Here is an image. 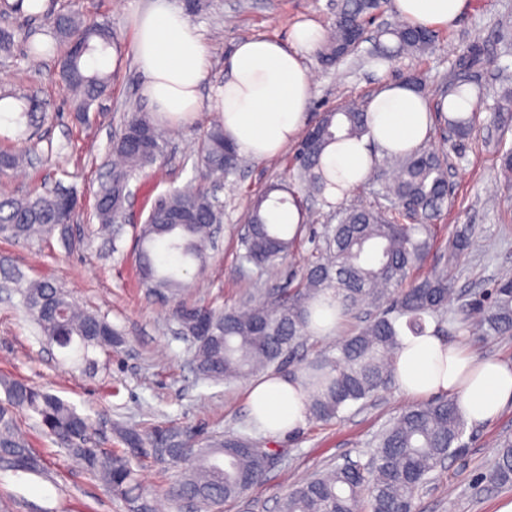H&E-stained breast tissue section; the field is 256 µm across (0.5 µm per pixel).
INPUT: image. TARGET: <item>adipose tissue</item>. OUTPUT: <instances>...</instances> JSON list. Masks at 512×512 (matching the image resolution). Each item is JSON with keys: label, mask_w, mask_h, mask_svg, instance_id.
Segmentation results:
<instances>
[{"label": "adipose tissue", "mask_w": 512, "mask_h": 512, "mask_svg": "<svg viewBox=\"0 0 512 512\" xmlns=\"http://www.w3.org/2000/svg\"><path fill=\"white\" fill-rule=\"evenodd\" d=\"M469 0H394L406 22L427 28L454 26ZM134 50L145 92L158 112L182 122L202 106L201 84L208 56L199 28L169 0L133 16ZM321 26L305 21L292 26L289 43L271 38L238 42L211 88L210 99L224 118V132L241 153L256 159L278 154L300 131L311 96V76L302 51L319 45ZM369 134L330 145L322 165L333 180L328 199L341 197L370 173V144L407 152L423 142L432 122L428 103L409 86L388 81L368 102ZM396 384L406 397L454 395L469 422L482 423L512 402V364L477 360L448 343L434 325L416 335L402 331L395 357ZM250 414L267 434L281 437L304 425L308 396L300 382L267 375L248 387Z\"/></svg>", "instance_id": "obj_1"}]
</instances>
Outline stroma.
Masks as SVG:
<instances>
[{
	"label": "stroma",
	"instance_id": "35a3bbf8",
	"mask_svg": "<svg viewBox=\"0 0 512 512\" xmlns=\"http://www.w3.org/2000/svg\"><path fill=\"white\" fill-rule=\"evenodd\" d=\"M49 2L55 9H75L85 18L107 24L122 55L108 92L91 106L92 119L87 124L77 119L61 85L57 54L42 57L37 67L30 65L22 45L10 56L0 55V92L37 96L46 113L25 139H17L12 129L0 133V150L27 148L33 159L24 171L0 175V193L21 196L60 185L76 190L85 204L71 226L72 248H65L54 236L29 242L0 236V377L43 387L89 415L94 422L90 444L95 448L117 447L113 432L117 422L146 429L175 424L200 441L228 434L261 436L246 403L249 379L230 385L199 381L191 346L178 335L171 317L170 297L150 293L139 283L135 268L140 225L159 194L194 177L195 153L215 112L206 102L190 119L169 127L166 151L153 173L131 184L135 201L120 238L113 243L97 235V223L90 219L88 208L108 170L112 142L127 113L153 110L143 93L130 21L133 10L147 9L152 0ZM339 2L210 0L209 8L190 13L208 52L202 94H209L223 77L224 63L237 42L252 37L284 42L294 23L309 19L329 26ZM476 47L481 55L474 73L484 95L474 133L451 142L444 122L436 117L424 141L425 147L446 154L452 177L448 206L432 228L434 245L423 272L443 267L446 247L456 234L466 232L477 241L455 265L448 300L452 320L495 280L512 276V185L501 179L498 157L501 145H512V126L504 130L489 121L502 87H512V0H471L456 27L439 30L434 47L423 55L382 64L372 56L373 44L368 41L333 66L322 65L314 50L303 59L313 81L306 110L312 122L319 112L350 101H368L382 81H401L409 75L424 84L428 103L436 104L458 60ZM292 154L288 147L272 158L246 159L225 180L218 191L224 222L206 270L188 272L189 301L227 307L262 301L287 288L292 277L301 273L315 248L313 231L337 221L314 196L307 197L305 208L315 220L305 226L292 256L263 271L240 264L236 256L239 227L251 201L283 175ZM17 270L26 278L48 280L67 289L82 308L105 315L122 331V346L97 352L94 369H68L60 351L40 340L36 326L26 317L20 288L11 279ZM447 338L474 357L512 363V336L482 337L452 330ZM411 404L392 386L364 405L345 409L331 422L309 419L292 434L268 438L267 446L278 453V461L261 486L225 503L223 512H280L289 489L314 473L349 460L368 459L379 431ZM18 424L44 473L38 476L0 466V507L6 512H126L123 502L111 498L96 478L75 466L39 430L33 415H20ZM508 437L512 438V403L493 420L469 425L464 450L449 458L419 490L417 512H497L502 502L511 501L512 489L478 479L498 443Z\"/></svg>",
	"mask_w": 512,
	"mask_h": 512
}]
</instances>
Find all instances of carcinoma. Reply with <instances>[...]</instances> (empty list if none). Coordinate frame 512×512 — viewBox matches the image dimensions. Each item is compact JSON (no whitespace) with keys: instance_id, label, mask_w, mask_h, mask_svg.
<instances>
[{"instance_id":"cac0c4a2","label":"carcinoma","mask_w":512,"mask_h":512,"mask_svg":"<svg viewBox=\"0 0 512 512\" xmlns=\"http://www.w3.org/2000/svg\"><path fill=\"white\" fill-rule=\"evenodd\" d=\"M384 0H343L336 19L318 51L321 61L334 65L365 41V21L381 11ZM43 25L64 46L58 74L75 110L86 112L111 86L113 73L89 70L87 62L115 46L104 23L88 21L75 10L41 16ZM433 30L410 26L385 27L375 38V56L389 63L402 54L424 53L435 43ZM22 40L18 29L0 27V53H9ZM477 55L458 62V73L448 85L455 102H470L468 87ZM41 111L33 98L11 119L27 126ZM512 117V92L500 95L493 122ZM477 113L460 109L448 113L444 123L453 135L469 138ZM163 119L144 112L126 116L112 151L116 160L93 194L91 215L100 228L116 239L130 194V183L153 167L167 142ZM368 133L366 108L348 103L320 113L308 128L290 164L289 178L300 188L321 195L328 182L320 157L331 143ZM27 162L26 155L0 151V174ZM241 163L237 147L224 137V123L216 120L197 149L194 169L213 185L224 181ZM386 163L396 174L385 186L387 198L397 203L394 215L381 208L352 205L327 224L316 260L310 262L293 288L268 301L233 309L177 302L172 316L194 351V369L200 379L231 382L259 370L280 371L295 348L313 332V314L325 298L336 301L339 314L351 316L363 306L376 314L362 321L336 347L307 359L298 371L310 393L309 418L328 422L342 410L367 401L395 383L393 360L403 329L424 331L430 318L441 328L451 292L448 269L441 268L401 284L423 264L432 247V224L448 202V169L439 153L420 147L409 154H393ZM303 210L300 195L285 183L268 187L253 201L249 230L239 238L237 258L261 270L294 249L300 228L271 221L272 211L286 204ZM75 215L55 191L23 197L0 195V234L34 240L58 234L70 243L69 224ZM224 221V206L212 190L195 180L157 197L141 224L136 267L144 287L163 289L170 297L187 287L186 281L157 263V252L176 255L183 263L203 270L209 260L212 234ZM472 238L456 237L448 248V263L470 250ZM22 303L44 341L56 346L63 360L76 368L96 363L98 349L123 342L122 333L105 317L79 308L70 293L46 280H24ZM469 332L481 336L512 335V278L497 279L491 291L472 300L463 310ZM6 402L0 404V461L32 474L43 471L40 460L17 425L19 412H31L41 429L68 456L97 477L107 491L125 504L136 499L155 512L154 501L142 485L133 460L148 458L179 469L180 478L169 492L176 506L193 504L196 512H218L263 483L276 454L265 442L248 435H227L186 449L178 442L184 431L175 426L140 430L118 424L114 433L122 444L117 450L88 447L93 431L90 417L69 402L25 381L1 378ZM468 422L456 399H440L402 412L375 439L366 462L350 461L321 472L292 489L282 512H416V495L431 474L450 455L462 452ZM480 480L495 487L512 486V439L502 440Z\"/></svg>"}]
</instances>
